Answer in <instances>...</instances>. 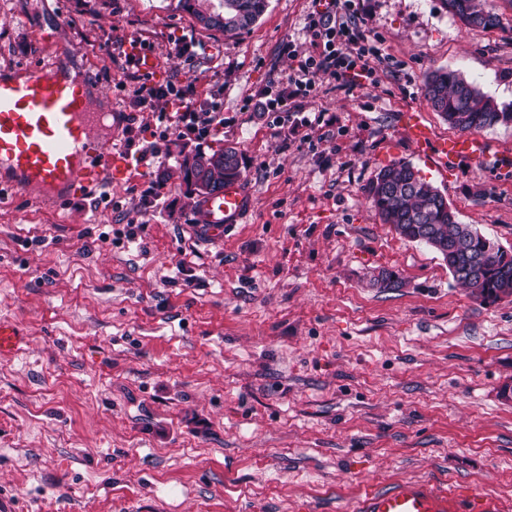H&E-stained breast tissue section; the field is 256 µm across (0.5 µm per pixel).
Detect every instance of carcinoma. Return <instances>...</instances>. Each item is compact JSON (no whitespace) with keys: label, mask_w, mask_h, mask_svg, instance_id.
Here are the masks:
<instances>
[{"label":"carcinoma","mask_w":512,"mask_h":512,"mask_svg":"<svg viewBox=\"0 0 512 512\" xmlns=\"http://www.w3.org/2000/svg\"><path fill=\"white\" fill-rule=\"evenodd\" d=\"M205 0H178V5L206 30L226 37L249 31L264 15L269 0H219L226 22H204ZM446 10L472 27L496 28L501 24L495 0H442ZM424 94L435 111L462 133H475L498 125L512 124V104L500 105L474 83L454 70L429 74ZM185 185L198 181L211 190L224 188V181L240 176L235 147L183 157L179 165ZM367 199L382 223L392 226L402 238L423 243L436 251L448 265L457 284L482 304H495L512 294V251L470 224L459 222L445 196L425 181L411 164L394 162L381 168L366 187ZM381 288H401L404 279L395 271L382 269L372 276Z\"/></svg>","instance_id":"1"}]
</instances>
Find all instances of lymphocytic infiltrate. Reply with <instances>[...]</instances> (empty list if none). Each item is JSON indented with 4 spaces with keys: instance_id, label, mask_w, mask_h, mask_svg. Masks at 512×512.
I'll use <instances>...</instances> for the list:
<instances>
[{
    "instance_id": "obj_1",
    "label": "lymphocytic infiltrate",
    "mask_w": 512,
    "mask_h": 512,
    "mask_svg": "<svg viewBox=\"0 0 512 512\" xmlns=\"http://www.w3.org/2000/svg\"><path fill=\"white\" fill-rule=\"evenodd\" d=\"M356 12L354 0H312L307 26L312 53L302 56L292 41L281 43V54L291 59L293 66L285 79L271 82L258 93L262 110L270 114L277 135L295 136L300 127L323 123V113H315L309 120L300 115L301 99L316 91L323 80L337 82L348 90L366 81L374 82L369 61L381 58L382 49L370 43ZM223 95V87L202 92L192 80L144 82L135 89L129 106L142 111L164 102L166 111L161 118L169 129L179 137L201 141L224 124Z\"/></svg>"
}]
</instances>
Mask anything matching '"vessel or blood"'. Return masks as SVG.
I'll return each instance as SVG.
<instances>
[{"instance_id": "obj_1", "label": "vessel or blood", "mask_w": 512, "mask_h": 512, "mask_svg": "<svg viewBox=\"0 0 512 512\" xmlns=\"http://www.w3.org/2000/svg\"><path fill=\"white\" fill-rule=\"evenodd\" d=\"M62 49L25 70L0 68V186L31 193L39 203L61 204L93 192L103 172L114 181L127 174V161L103 133L105 115L72 77ZM411 142L423 154L451 165L489 158L484 140L473 135L436 139L418 110L403 114ZM252 207L242 179L225 182L220 192L201 198L196 218L209 236L244 223ZM25 337L15 321L0 319V357L13 355ZM356 512H512V502L466 488L450 491L405 480L384 492H369Z\"/></svg>"}]
</instances>
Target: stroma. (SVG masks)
<instances>
[{
  "instance_id": "obj_1",
  "label": "stroma",
  "mask_w": 512,
  "mask_h": 512,
  "mask_svg": "<svg viewBox=\"0 0 512 512\" xmlns=\"http://www.w3.org/2000/svg\"><path fill=\"white\" fill-rule=\"evenodd\" d=\"M495 5L501 27L482 29L439 0H358L388 53L370 62L377 82L322 83L303 109L325 124L283 141L244 100L288 74L283 40L310 51V0H269L229 39L177 0H0V67L65 47L124 114L112 141L132 167L54 210L0 191V317L28 339L0 361V512H352L405 479L512 499V298L473 300L365 193L409 162L461 223L512 249V125L479 133L501 166L448 171L400 124L416 108L457 136L424 95L439 69L512 103V0ZM115 38L145 42L154 82L222 86L223 127L199 145L166 133L159 110L133 112ZM225 145L253 204L212 240L179 162ZM380 268L404 287L372 286Z\"/></svg>"
}]
</instances>
